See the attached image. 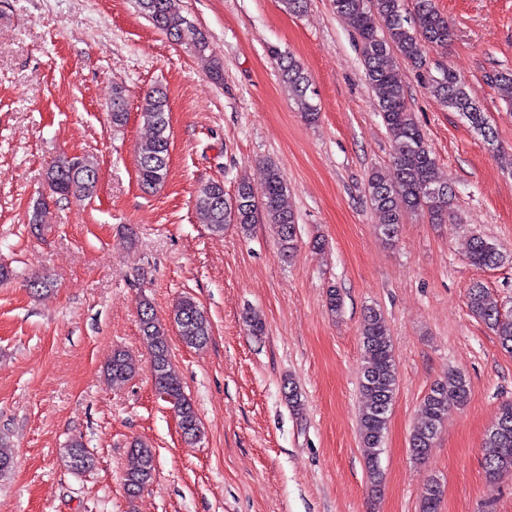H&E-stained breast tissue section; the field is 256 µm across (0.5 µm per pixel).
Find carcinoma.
<instances>
[{
  "mask_svg": "<svg viewBox=\"0 0 512 512\" xmlns=\"http://www.w3.org/2000/svg\"><path fill=\"white\" fill-rule=\"evenodd\" d=\"M412 2L413 7L408 9L405 0H332L333 10L347 21L358 38L366 81L391 142L394 177L388 178L375 170L367 180L368 197L379 216L380 232L389 241L397 236L400 225L410 215L422 214L433 224L445 223L454 198L448 183L438 176L436 159L408 106L402 72L404 64L424 67L426 47L448 43V17L439 11L435 0ZM136 4L139 12L171 40L208 58L210 77L214 81L224 80L222 63L208 54L207 36L199 28L185 29L180 0H136ZM269 54L276 61L280 78L294 97L302 117L310 124L317 122L319 107L315 103L311 75L295 57L278 47H269ZM489 80L504 99L512 103V72L498 71L489 76ZM425 85L446 106L461 113L487 143L492 145L497 141L496 130L486 121L465 82L454 70L440 68L438 75L427 77ZM127 116L123 91L116 87L112 91L109 112L112 126H123ZM141 118L149 135L138 145V181L143 191L152 192L164 184L169 170L170 117L163 88L154 87L147 92ZM82 159L83 166L75 172L65 155L48 164L45 172L48 195L33 206L30 217L35 229L42 230L48 223L50 203L93 197L99 181V163L91 155H84ZM287 196L288 184L281 169L270 161L258 190L242 179L234 197L228 199L223 184L201 185L195 199L196 219L218 235L224 233L229 224L237 225L247 234L253 225L263 220L275 226L280 253L289 260L297 251V215L287 204ZM467 260L476 267L491 268L503 263L506 254L496 244L475 237L470 241ZM467 298L471 313L493 331L504 351L512 353V313H502L498 302L480 283L468 289ZM171 319L187 346L202 348L208 344L211 323L193 298H181L173 308ZM139 321L142 341L150 354L156 390L172 405L184 438L193 441L200 434V421L194 403L172 369L169 329L157 318L147 299L141 300ZM361 344L360 390L364 408L359 417V435L371 485L377 488L382 482L379 460L396 391L397 372L385 320L373 308L364 313ZM105 369L113 383L121 384L133 376L135 363L131 354L118 349L112 352ZM468 394L469 385L460 373L450 372L431 385L420 406L422 419L410 437V450L415 460L429 458L447 419L448 407L463 404ZM484 448V466L489 477L499 479L512 475V401L499 408ZM64 457L68 466L76 471L94 466V458L80 437L70 441ZM155 476L153 450L134 441L131 460L123 475L126 492L131 496L140 494L152 484ZM442 497V485L435 479L430 480L421 493L420 512H439Z\"/></svg>",
  "mask_w": 512,
  "mask_h": 512,
  "instance_id": "obj_1",
  "label": "carcinoma"
}]
</instances>
